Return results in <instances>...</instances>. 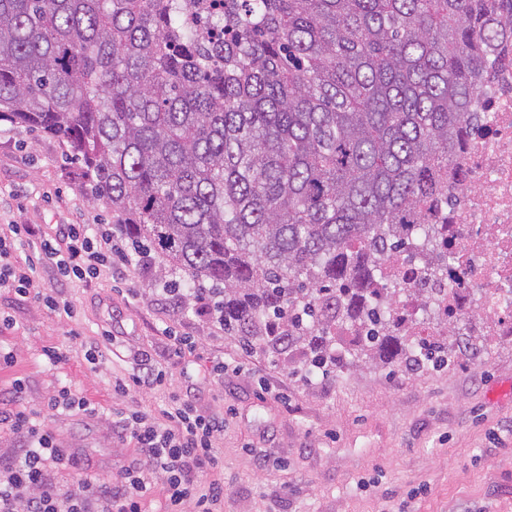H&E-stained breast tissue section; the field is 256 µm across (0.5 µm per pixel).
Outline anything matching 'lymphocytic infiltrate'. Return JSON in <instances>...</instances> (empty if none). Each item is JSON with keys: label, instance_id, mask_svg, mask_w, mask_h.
Returning a JSON list of instances; mask_svg holds the SVG:
<instances>
[{"label": "lymphocytic infiltrate", "instance_id": "1", "mask_svg": "<svg viewBox=\"0 0 512 512\" xmlns=\"http://www.w3.org/2000/svg\"><path fill=\"white\" fill-rule=\"evenodd\" d=\"M26 239L38 240V259L17 254L16 243ZM123 250L122 238L89 234L83 224L61 225L56 237L44 239L34 225L1 224L0 288L29 294L42 266L90 279L110 254ZM118 424L139 450L137 464L116 484L83 470L66 485L57 474L75 458L58 434L22 409L0 417V431L17 444L13 453L0 455V512H142L147 486L156 477L166 486V512H212L223 501V483L206 479L219 463L215 442L224 431L223 414H199L192 400L176 395L161 417L131 410Z\"/></svg>", "mask_w": 512, "mask_h": 512}]
</instances>
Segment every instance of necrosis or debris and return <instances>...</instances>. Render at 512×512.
Returning a JSON list of instances; mask_svg holds the SVG:
<instances>
[{
	"instance_id": "1",
	"label": "necrosis or debris",
	"mask_w": 512,
	"mask_h": 512,
	"mask_svg": "<svg viewBox=\"0 0 512 512\" xmlns=\"http://www.w3.org/2000/svg\"><path fill=\"white\" fill-rule=\"evenodd\" d=\"M485 119L462 155L460 175L448 178V253L453 258L438 285L441 303L423 312L412 288L426 287L433 255L391 260L399 292L391 314H411L412 335L445 336L442 315L451 306L458 322L489 323L493 336H512V67H492L482 89Z\"/></svg>"
}]
</instances>
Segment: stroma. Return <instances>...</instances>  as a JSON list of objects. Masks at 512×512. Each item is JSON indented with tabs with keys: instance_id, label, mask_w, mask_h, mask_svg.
Returning a JSON list of instances; mask_svg holds the SVG:
<instances>
[{
	"instance_id": "obj_1",
	"label": "stroma",
	"mask_w": 512,
	"mask_h": 512,
	"mask_svg": "<svg viewBox=\"0 0 512 512\" xmlns=\"http://www.w3.org/2000/svg\"><path fill=\"white\" fill-rule=\"evenodd\" d=\"M58 140L0 120V225L112 224L92 200ZM177 289L164 293L167 284ZM190 281L161 273L155 252L134 255L124 278L101 266L88 282L36 277L38 291L68 299L72 317L51 313L33 296L0 288V411L7 391L26 385L21 402L70 446L79 467L120 481L139 457L112 428L114 412L159 414L170 396H190L199 412H223L212 479L224 484L223 512H512V341L489 337L482 358L407 371L379 364L309 375L302 358L277 362L216 328L210 303L190 298ZM111 342H104L103 332ZM194 348L172 361V336ZM69 350L48 364L43 350ZM99 351L88 364L82 349ZM164 365L163 386L121 395L115 379L136 370V355ZM224 362L223 376L211 367ZM69 387L92 416L60 415L45 398ZM266 467H258V456Z\"/></svg>"
}]
</instances>
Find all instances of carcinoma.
I'll use <instances>...</instances> for the list:
<instances>
[{
    "mask_svg": "<svg viewBox=\"0 0 512 512\" xmlns=\"http://www.w3.org/2000/svg\"><path fill=\"white\" fill-rule=\"evenodd\" d=\"M512 0H0V118L68 147L137 251L311 371L451 360L372 284L432 241ZM457 352L485 345L460 336Z\"/></svg>",
    "mask_w": 512,
    "mask_h": 512,
    "instance_id": "1",
    "label": "carcinoma"
}]
</instances>
